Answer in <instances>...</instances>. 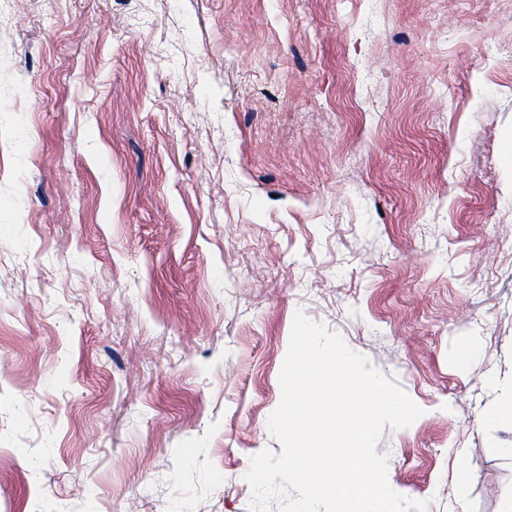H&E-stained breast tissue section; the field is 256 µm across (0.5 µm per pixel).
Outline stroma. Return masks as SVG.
Returning a JSON list of instances; mask_svg holds the SVG:
<instances>
[{
  "instance_id": "35a3bbf8",
  "label": "stroma",
  "mask_w": 512,
  "mask_h": 512,
  "mask_svg": "<svg viewBox=\"0 0 512 512\" xmlns=\"http://www.w3.org/2000/svg\"><path fill=\"white\" fill-rule=\"evenodd\" d=\"M512 0L0 5V512H252L296 311L512 506Z\"/></svg>"
}]
</instances>
